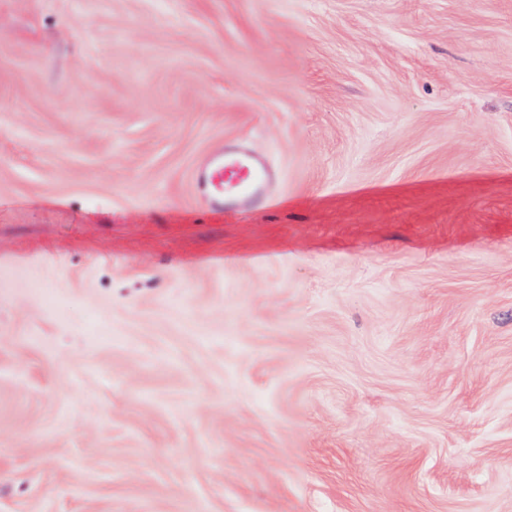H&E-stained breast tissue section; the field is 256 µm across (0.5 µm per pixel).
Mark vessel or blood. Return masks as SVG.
Masks as SVG:
<instances>
[{
  "label": "vessel or blood",
  "instance_id": "obj_1",
  "mask_svg": "<svg viewBox=\"0 0 512 512\" xmlns=\"http://www.w3.org/2000/svg\"><path fill=\"white\" fill-rule=\"evenodd\" d=\"M272 178L264 158L236 148L212 156L199 170L196 183L213 206L250 208L266 199Z\"/></svg>",
  "mask_w": 512,
  "mask_h": 512
}]
</instances>
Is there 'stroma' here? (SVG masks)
Listing matches in <instances>:
<instances>
[{"label":"stroma","mask_w":512,"mask_h":512,"mask_svg":"<svg viewBox=\"0 0 512 512\" xmlns=\"http://www.w3.org/2000/svg\"><path fill=\"white\" fill-rule=\"evenodd\" d=\"M0 512H512V0H0ZM273 172L267 161L242 148L216 154L199 170L196 183L212 206L251 208L264 201Z\"/></svg>","instance_id":"obj_1"}]
</instances>
